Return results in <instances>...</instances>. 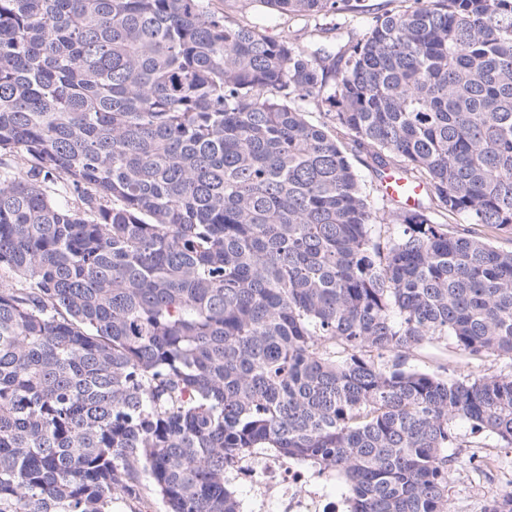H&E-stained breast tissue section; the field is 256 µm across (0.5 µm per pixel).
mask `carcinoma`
Listing matches in <instances>:
<instances>
[{"label":"carcinoma","mask_w":512,"mask_h":512,"mask_svg":"<svg viewBox=\"0 0 512 512\" xmlns=\"http://www.w3.org/2000/svg\"><path fill=\"white\" fill-rule=\"evenodd\" d=\"M251 2L0 0V512H238L252 448L335 469L351 512H447L456 421L512 449V374L404 362L512 359V250L475 231L512 230V0L280 38ZM407 366L450 377H489L512 372V360L495 355L470 356L455 349L451 342L433 340L419 347Z\"/></svg>","instance_id":"carcinoma-1"}]
</instances>
